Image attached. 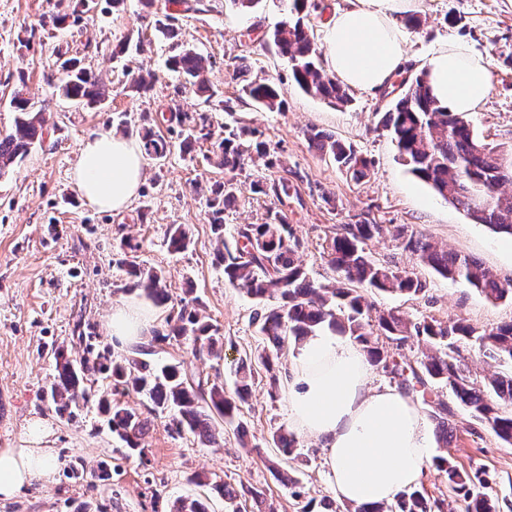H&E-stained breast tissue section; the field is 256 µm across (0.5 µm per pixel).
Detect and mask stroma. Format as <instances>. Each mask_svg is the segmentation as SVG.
<instances>
[{
    "label": "stroma",
    "mask_w": 512,
    "mask_h": 512,
    "mask_svg": "<svg viewBox=\"0 0 512 512\" xmlns=\"http://www.w3.org/2000/svg\"><path fill=\"white\" fill-rule=\"evenodd\" d=\"M59 0H0V134L8 132L15 110L16 87L40 108L47 132L8 176L0 178V396L8 398L0 426V449L25 448L30 428L41 422L43 447L52 450L58 467L51 484L25 486L13 498H0V512H170L176 498L205 500L209 512H227L212 490L221 483L250 490L273 502L278 512H304L332 496L322 466L324 450L313 438L298 436L300 455L286 462L297 483L285 485L268 467L278 451L273 433L290 428L285 394L269 396L265 371H258L239 427L228 426L219 446L207 447L189 432H176L159 416L137 450H129L112 433L97 399L112 388L105 376L87 384L91 398L75 418L59 416L46 391L55 352L73 357L86 349L110 350L114 359L131 356V346L112 338L107 322L112 307L136 302L150 308L155 328H162L167 309L153 306L138 291H124L119 258L163 271L173 300L193 293L207 321L224 337L221 361L195 358L190 344L163 345L162 360L187 362L191 370L234 392L241 357L263 347L253 320L255 302L224 278L216 261L221 238H232L240 224L264 223L283 211L301 243L298 252L311 279L321 284L334 277L322 244L338 225L368 220L384 225L383 237L369 242L375 260L412 270L428 284L424 295L368 293L378 309H395L413 320L446 322L465 319L490 329L512 321V303H489L460 282L417 265L391 232L394 227L476 258L500 280L512 279V239L474 223L466 213L409 174L400 163L390 136L379 121L394 99L391 89L351 91L341 107L305 94L294 82L291 65L270 39L287 16L284 0H260L243 9L232 0H155L151 11L176 17L177 40L147 25L142 0H96L95 9L65 24H52ZM419 27H405L407 53L424 56L451 38L486 53L492 91L467 118L489 142L512 146V0H421L415 12ZM139 36L141 47L120 57L112 50L126 35ZM189 48L210 63L206 77L211 99L196 95L167 60L177 47ZM76 57L109 89L100 105L89 109L57 94L61 72L58 55ZM153 72L147 91H135L130 78ZM275 83L285 104L269 111L245 93L247 84ZM175 112L190 118L206 115L208 140L182 151ZM239 121L256 129L273 160L247 163L226 171L209 164L208 154L224 137V125ZM317 127L352 144L372 162L369 175L354 181L330 156L308 141ZM153 129L171 146L165 159H146L144 183L123 210L100 212L76 194L70 173L78 147L98 131L133 138ZM237 183L236 200L224 210V234L216 236L209 221L213 183ZM287 184L288 195L252 192V182ZM184 224L191 243L179 253L166 242L169 225ZM463 433L448 449L460 471L487 480V492L500 512H512V445L498 441L468 412L455 408ZM208 474L207 486L192 483Z\"/></svg>",
    "instance_id": "stroma-1"
}]
</instances>
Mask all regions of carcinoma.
Returning <instances> with one entry per match:
<instances>
[{"mask_svg":"<svg viewBox=\"0 0 512 512\" xmlns=\"http://www.w3.org/2000/svg\"><path fill=\"white\" fill-rule=\"evenodd\" d=\"M279 52L288 57L292 77L307 94L344 106L351 102L336 78L319 64L320 53L302 21L289 19L278 24L271 35ZM172 70L186 78L191 89L211 99L205 73L208 61L191 49L184 48L169 60ZM65 76L56 85L57 92L87 106L103 101V89L91 72L68 60L62 63ZM248 96L262 107L281 110L284 102L276 85L254 83L247 87ZM16 105L11 130L0 135V177L10 173L42 140V112L33 110L23 88L14 91ZM381 125L395 143L398 157L408 171L422 180L444 199L461 208L476 224H484L496 233L512 237V149L485 142L460 114L441 108L430 95L426 74L419 73L394 106L384 113ZM256 131L246 125L224 127L222 139L214 151L217 165L228 171L242 167L253 158L269 156L266 144L251 142ZM148 156L162 159L170 145L147 130L142 134ZM311 147L331 156L338 166L356 180L368 176L370 161L355 148L332 133L312 128L308 134ZM238 187L226 181L213 190L209 200L210 224L221 239L217 262L224 265V277L235 288L254 299L261 310L255 320L267 345L257 351L256 360L269 374V393L276 396L280 381L275 359L287 338L299 343L316 329L331 328L350 336L368 355L372 365L403 377L404 392L419 391L423 404L442 447L460 439L453 412L444 401L426 399L427 386L438 383L448 387L457 406L487 426L502 442L512 445V322L482 331L463 319L442 323L434 319L412 321L398 310L375 311L364 292L419 296L426 284L407 270L393 269L375 261L366 251L367 242L382 236L384 227L366 220L343 224L322 246L327 263L335 274L331 285L311 280L297 263L301 246L288 216L277 211L263 224H240L232 240L224 239V208L236 198ZM394 238L416 262L452 281H462L491 302L512 300V282H503L473 257L441 247L422 236L406 235L395 228ZM171 250L188 248L191 237L182 224L167 229ZM129 291L143 292L153 303L164 306L171 301L164 273L144 269L124 260ZM410 336L422 338L429 352L417 364L403 368L390 363L388 351L380 338L403 343ZM184 341L195 354L221 358L224 337L217 327L204 320L197 301L180 300L179 311L166 319V329L133 349V356L117 361L104 353L70 358L57 351L55 373L50 382V398L60 415L76 414L80 403L88 401L82 384L91 374H112L115 392L134 391L151 403L147 412H139L120 401L102 394L99 408L109 417L112 431L130 450L151 429L154 418L165 413L175 430H187L208 443H216V424L233 423L246 403L251 389L252 363L243 360L238 366L239 380L234 394L226 395L224 385L208 384L187 372L181 363L159 365L148 360L157 346L171 341ZM474 342L484 356L505 372L484 375L471 368L461 356L459 344ZM275 447L290 457L295 452L293 434L279 429L272 435ZM435 466L448 472L453 503L448 512H496L497 506L484 492L487 482L477 476L460 473L444 456L435 458ZM440 508L418 491L402 493L392 504L338 505L328 500L325 512H434Z\"/></svg>","mask_w":512,"mask_h":512,"instance_id":"cac0c4a2","label":"carcinoma"}]
</instances>
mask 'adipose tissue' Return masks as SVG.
I'll use <instances>...</instances> for the list:
<instances>
[{
    "mask_svg": "<svg viewBox=\"0 0 512 512\" xmlns=\"http://www.w3.org/2000/svg\"><path fill=\"white\" fill-rule=\"evenodd\" d=\"M418 0H348L328 21L324 55L342 84L377 91L391 86L407 63L401 21ZM432 95L456 113L475 111L490 95L486 54L460 40L445 42L421 62ZM143 152L135 138L96 132L82 140L71 178L85 203L108 211L127 208L142 185ZM154 319L145 307H113L108 322L117 340L135 344ZM371 364L350 337L317 330L298 348L288 372L289 417L300 433L325 450L327 479L339 500L390 503L416 487L434 458V431L412 395L373 385ZM55 461L44 448L0 450V497L31 481L50 482Z\"/></svg>",
    "mask_w": 512,
    "mask_h": 512,
    "instance_id": "obj_1",
    "label": "adipose tissue"
}]
</instances>
